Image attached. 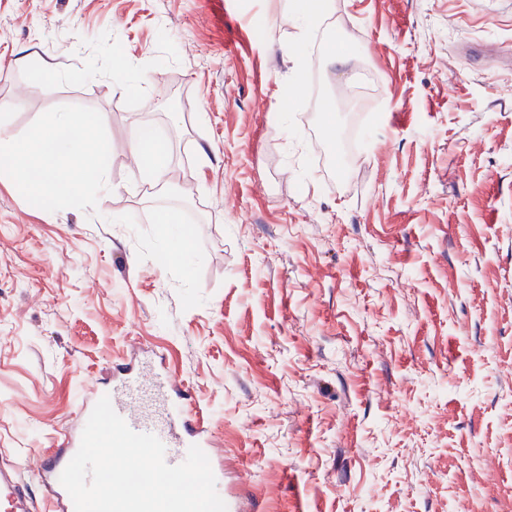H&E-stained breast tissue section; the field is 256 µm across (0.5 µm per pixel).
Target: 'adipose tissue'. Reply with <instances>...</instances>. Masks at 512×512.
<instances>
[{
    "label": "adipose tissue",
    "mask_w": 512,
    "mask_h": 512,
    "mask_svg": "<svg viewBox=\"0 0 512 512\" xmlns=\"http://www.w3.org/2000/svg\"><path fill=\"white\" fill-rule=\"evenodd\" d=\"M86 137L80 119L59 113L52 118L49 130L34 132L19 144L0 126V155L6 157L12 180L26 194L53 203L81 191L83 169L104 170V157L86 152ZM128 146L152 183H164L167 150L157 132L149 127H133Z\"/></svg>",
    "instance_id": "obj_1"
}]
</instances>
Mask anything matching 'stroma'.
Instances as JSON below:
<instances>
[{
    "mask_svg": "<svg viewBox=\"0 0 512 512\" xmlns=\"http://www.w3.org/2000/svg\"><path fill=\"white\" fill-rule=\"evenodd\" d=\"M367 74L371 114L339 95ZM1 98L18 142L105 115L109 164L53 204L0 178L1 468L136 355L245 507L512 512V0H333L309 33L295 0H0ZM128 146L138 167L148 174L153 184L162 185L167 174V150L162 137L152 128L135 126L129 131Z\"/></svg>",
    "mask_w": 512,
    "mask_h": 512,
    "instance_id": "stroma-1",
    "label": "stroma"
}]
</instances>
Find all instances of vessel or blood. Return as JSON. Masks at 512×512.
<instances>
[{"instance_id":"vessel-or-blood-1","label":"vessel or blood","mask_w":512,"mask_h":512,"mask_svg":"<svg viewBox=\"0 0 512 512\" xmlns=\"http://www.w3.org/2000/svg\"><path fill=\"white\" fill-rule=\"evenodd\" d=\"M109 396L115 412L138 433L156 435L165 446L168 464L182 463L190 446L209 449L210 439L191 409L184 395L168 396L164 387L154 379L125 370L113 378L111 390H86L78 405L80 422L88 417L102 396ZM81 432L63 434L54 455H36L32 479L44 486L58 512H74L71 497L61 485L59 477L76 454L81 443ZM23 487L15 477L0 473V512H24Z\"/></svg>"}]
</instances>
